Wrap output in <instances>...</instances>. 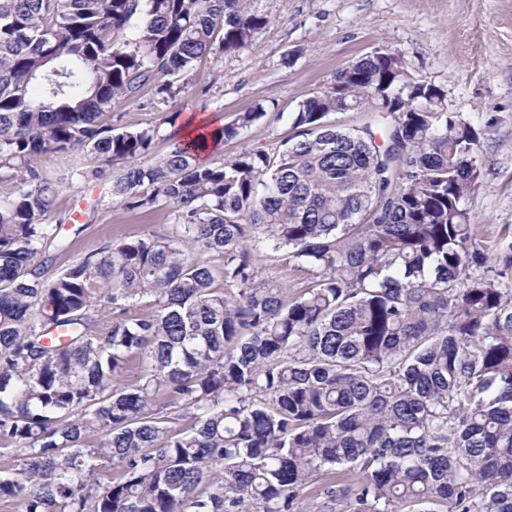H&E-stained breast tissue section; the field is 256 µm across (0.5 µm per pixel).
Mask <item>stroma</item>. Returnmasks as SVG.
<instances>
[{"mask_svg":"<svg viewBox=\"0 0 512 512\" xmlns=\"http://www.w3.org/2000/svg\"><path fill=\"white\" fill-rule=\"evenodd\" d=\"M269 18L247 46L203 57L180 93L160 100L152 88L109 105L116 128L154 127L155 154L187 116L232 122L242 112L264 115L220 149H270L290 133L288 115L356 59L378 50L401 53L414 80L442 88L448 112L479 135L478 187L472 198L479 239L495 249L512 233V0H257ZM48 220L70 247L46 255L57 271L113 238L167 233L163 211L112 204L106 180L66 183Z\"/></svg>","mask_w":512,"mask_h":512,"instance_id":"35a3bbf8","label":"stroma"}]
</instances>
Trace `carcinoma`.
<instances>
[{
  "label": "carcinoma",
  "instance_id": "1",
  "mask_svg": "<svg viewBox=\"0 0 512 512\" xmlns=\"http://www.w3.org/2000/svg\"><path fill=\"white\" fill-rule=\"evenodd\" d=\"M253 3L0 0V170L18 184L0 200V502L293 512L349 470L356 493L327 490L346 512H512V240L492 257L474 233L479 138L440 88L375 51L299 103L277 149L207 163L204 139L155 156L158 130L106 122L113 99H172L204 55L252 42L269 23ZM361 110L391 118L386 145L333 119ZM77 153L172 232L48 277L66 177L39 163ZM330 485H332L330 475L320 476L297 500L294 512H317L316 510L329 512V509L324 506L330 499L326 493Z\"/></svg>",
  "mask_w": 512,
  "mask_h": 512
}]
</instances>
